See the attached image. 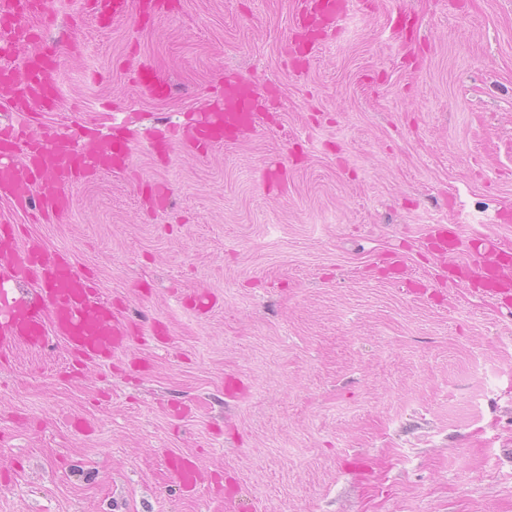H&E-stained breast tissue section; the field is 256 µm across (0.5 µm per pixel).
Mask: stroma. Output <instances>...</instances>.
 <instances>
[{
  "label": "stroma",
  "instance_id": "35a3bbf8",
  "mask_svg": "<svg viewBox=\"0 0 512 512\" xmlns=\"http://www.w3.org/2000/svg\"><path fill=\"white\" fill-rule=\"evenodd\" d=\"M73 9L46 37L82 51L42 119L125 124L134 172L28 231L144 334L77 376L59 343L0 366V512H226L218 483L242 512H512V310L423 246L451 224L455 262L481 235L512 247V0H371L299 77L292 0H183L149 31L74 30ZM134 50L171 96L139 92ZM227 70L277 86L267 128L156 162L143 132L201 111ZM273 159L284 198L263 188ZM140 178L168 185L165 210ZM202 290L204 316L182 304ZM172 451L198 464L194 494L168 484Z\"/></svg>",
  "mask_w": 512,
  "mask_h": 512
}]
</instances>
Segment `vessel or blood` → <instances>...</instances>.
<instances>
[{
  "mask_svg": "<svg viewBox=\"0 0 512 512\" xmlns=\"http://www.w3.org/2000/svg\"><path fill=\"white\" fill-rule=\"evenodd\" d=\"M57 4L58 0H0V101L20 116L19 122L0 127V200L47 223L70 213L80 184L133 166L128 141L102 135L83 143L78 133L57 126L35 127L27 120L31 110L57 109L58 58L80 51L79 41L50 46L41 38V25L54 23L58 16ZM352 6V0H294L289 56L313 59L323 43L335 37ZM175 7V0H77L71 22L77 25L90 18L112 25L131 19L148 28ZM129 67L142 95L160 98L170 93L171 83L159 63L135 54ZM267 102L252 81L225 75L204 112L152 131L150 151L165 162L176 146L200 155L245 141L264 129ZM264 184L276 195L286 194L287 162L268 167ZM138 192L153 210L168 205L170 191L164 183H139ZM428 241L444 255L458 248L455 231L444 224L432 227ZM472 252V260L451 266L450 274L474 282L485 293L512 299V254L502 252L488 237L478 240ZM8 281H34L39 288L33 298L12 300L4 288ZM139 333L132 321L100 297L93 276L76 269L67 253L37 239L21 238L15 225H0V362L22 348L46 349L54 336L64 342L74 364H95L111 360ZM166 468L174 485L187 492L197 489L201 475L189 457L168 454Z\"/></svg>",
  "mask_w": 512,
  "mask_h": 512,
  "instance_id": "1",
  "label": "vessel or blood"
}]
</instances>
